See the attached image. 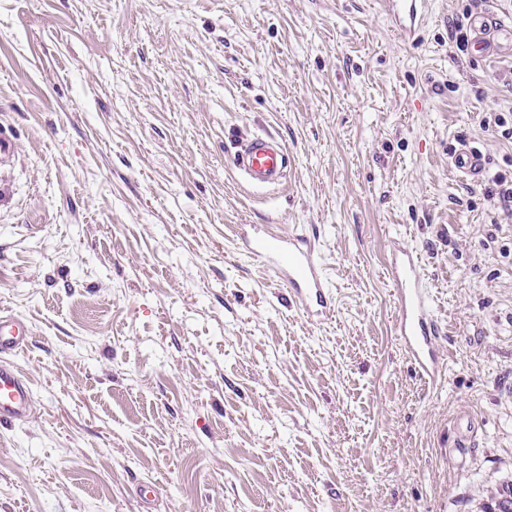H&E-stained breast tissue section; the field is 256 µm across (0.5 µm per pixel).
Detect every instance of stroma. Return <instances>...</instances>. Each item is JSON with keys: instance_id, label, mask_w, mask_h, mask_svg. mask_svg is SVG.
Segmentation results:
<instances>
[{"instance_id": "obj_1", "label": "stroma", "mask_w": 512, "mask_h": 512, "mask_svg": "<svg viewBox=\"0 0 512 512\" xmlns=\"http://www.w3.org/2000/svg\"><path fill=\"white\" fill-rule=\"evenodd\" d=\"M467 3L405 43L376 0H0V309L35 406L0 426V512H469L512 464V219L448 156L512 159L481 124L512 54L454 56ZM257 133L279 188L232 165ZM240 224L315 239L329 320ZM394 237L437 303L433 384L394 334ZM236 147L235 165L250 186L269 189L283 184L288 160L283 142L270 135H256ZM448 165L454 171L465 176L475 177L482 172L483 157L478 149L467 143H461L451 155Z\"/></svg>"}]
</instances>
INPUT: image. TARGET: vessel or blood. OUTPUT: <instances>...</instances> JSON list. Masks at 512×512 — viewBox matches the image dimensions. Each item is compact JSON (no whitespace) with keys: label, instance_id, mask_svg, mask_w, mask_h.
<instances>
[{"label":"vessel or blood","instance_id":"1","mask_svg":"<svg viewBox=\"0 0 512 512\" xmlns=\"http://www.w3.org/2000/svg\"><path fill=\"white\" fill-rule=\"evenodd\" d=\"M387 13H400L395 30L401 39L415 42L423 22L427 0H381ZM470 27L478 46L512 52V27L493 17L477 13ZM286 145L270 135H257L238 144L236 167L250 186L272 188L282 185L287 168ZM449 166L468 177L483 169L481 152L461 144L451 155ZM239 247L273 270L285 283L299 313L308 321L320 323L335 310L336 296L310 239L303 235L278 236L251 228L239 235ZM395 291V333L401 349L415 373L431 382L444 374L447 360L440 345L441 329L434 299L425 286L420 253L401 242H394L387 269ZM31 335L27 321L0 310V424L21 422L32 413L31 388L11 362L12 356L28 347Z\"/></svg>","mask_w":512,"mask_h":512}]
</instances>
